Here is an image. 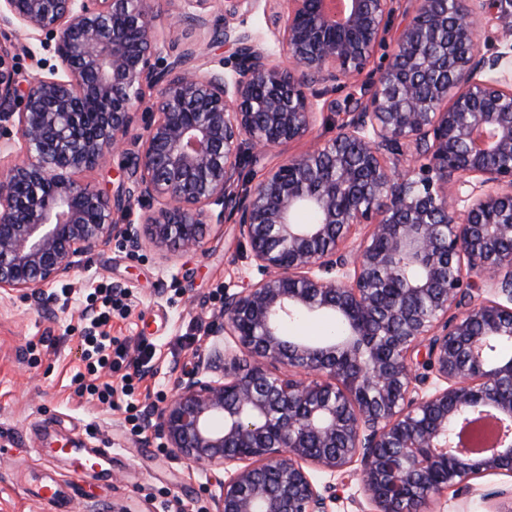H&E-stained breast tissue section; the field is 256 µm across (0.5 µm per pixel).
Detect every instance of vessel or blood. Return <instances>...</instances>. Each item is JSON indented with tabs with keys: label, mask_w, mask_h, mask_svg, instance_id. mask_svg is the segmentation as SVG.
Segmentation results:
<instances>
[{
	"label": "vessel or blood",
	"mask_w": 512,
	"mask_h": 512,
	"mask_svg": "<svg viewBox=\"0 0 512 512\" xmlns=\"http://www.w3.org/2000/svg\"><path fill=\"white\" fill-rule=\"evenodd\" d=\"M43 457L48 463L57 458L68 459L74 472L68 483L62 484L50 479L41 485L38 497L46 505L47 512H63L70 493H81L82 475L85 471L106 475L112 470V451L108 448L78 447L67 441L60 447L44 449Z\"/></svg>",
	"instance_id": "vessel-or-blood-1"
}]
</instances>
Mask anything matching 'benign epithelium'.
Wrapping results in <instances>:
<instances>
[{
	"mask_svg": "<svg viewBox=\"0 0 512 512\" xmlns=\"http://www.w3.org/2000/svg\"><path fill=\"white\" fill-rule=\"evenodd\" d=\"M181 2L180 21L233 45L229 57L159 37L144 0H0V291L38 298L98 247L138 252L143 226L154 246L191 252L206 226L234 224L256 276L224 292V322L147 417L169 455L222 470L210 512H333L336 486L318 471L357 478L367 512H421L512 477V357L490 360L512 345V54L475 52L512 0H456L451 13L414 0L336 137L245 195L246 163L310 133L313 86L363 74L394 0H341L338 13L285 0L268 20L286 65L245 30L258 0ZM19 30L39 69L24 82ZM429 38L442 55L421 53ZM49 47L53 65L39 58ZM84 99L111 103L91 132ZM114 153L127 172L115 193L78 178ZM298 315L347 333L292 339L282 324ZM486 418L499 436L476 451L461 431Z\"/></svg>",
	"mask_w": 512,
	"mask_h": 512,
	"instance_id": "7a95c632",
	"label": "benign epithelium"
}]
</instances>
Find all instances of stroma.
<instances>
[{"label": "stroma", "instance_id": "obj_1", "mask_svg": "<svg viewBox=\"0 0 512 512\" xmlns=\"http://www.w3.org/2000/svg\"><path fill=\"white\" fill-rule=\"evenodd\" d=\"M388 36L396 38L413 12L412 0H395ZM376 48L359 82L329 88L337 111L318 115L309 135L266 153L246 167L253 183L288 155L335 136L343 111L361 100L363 86L383 69L392 46ZM201 252L170 253L145 245L137 253L110 244L92 252L63 283L47 288V301L34 305L20 294H0V512H43L28 495L46 466L40 449L59 440L112 451V472L86 480L87 492L72 512H209L216 484L193 462L170 456L160 439H140L131 418L161 405L174 392L180 372L193 367L205 327L219 320L225 291H238L252 271L249 247L235 225L208 227ZM109 284L125 291V307L113 311L107 330L136 357L149 344V372L117 407L78 390L84 372L80 336L86 296ZM473 490L431 502L432 512H500V500L482 496L512 485V477L488 475Z\"/></svg>", "mask_w": 512, "mask_h": 512}]
</instances>
